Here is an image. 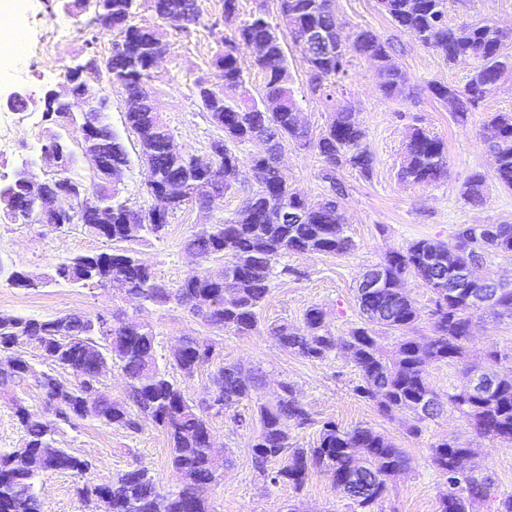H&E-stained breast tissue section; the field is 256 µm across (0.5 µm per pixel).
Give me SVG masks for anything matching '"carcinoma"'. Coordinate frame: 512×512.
<instances>
[{
  "mask_svg": "<svg viewBox=\"0 0 512 512\" xmlns=\"http://www.w3.org/2000/svg\"><path fill=\"white\" fill-rule=\"evenodd\" d=\"M93 10L99 35L118 31L116 42L125 46L102 62L90 51L86 62L91 74L106 78L125 92L124 123L140 144L139 158L144 171L147 195L165 196L171 206L165 214L130 207L117 188L106 186L105 173L94 176L100 193V215L91 221L81 217L80 197L88 191L86 182L72 171L40 180L32 191H23L19 200H0V211L19 222L36 208L40 195L55 191L61 182L69 185L71 200L61 205L58 215L46 221L56 231L71 224H86L103 237L110 247L95 254L78 255L55 268L56 282L100 289L107 296L118 293L135 310L150 305L163 308L171 303L185 307L193 316L217 329L248 336L256 330L257 311L270 292L277 258L293 254L345 255L355 249L345 233L344 217L337 198L344 185L336 170L349 166L370 173L374 158L364 144L365 130L355 118L351 105L333 112L317 140L308 130L292 87L282 43L268 19L266 9L254 8L249 18L224 37V50L216 54L215 65L223 71L224 87L197 83L202 112L209 123L223 132L217 138L222 152L209 164L196 163L199 154L175 150L168 127L155 112L150 84L155 59L161 50L154 30L128 24L136 0H81ZM279 13L297 46L310 29L330 23L336 15L330 0H278ZM172 0H150L155 17L185 33L181 18L171 9ZM392 23L411 33L424 46L448 62L472 61L473 69L463 87L435 84L432 92L448 106L453 120L467 125L472 109L485 98L502 77L512 73V55L503 52L508 33L499 25L482 21L448 25V0H379ZM264 46L253 58V67L264 74L263 93L254 99L243 92L240 99L226 95L225 89L246 82L240 64V47ZM392 45L371 30L358 31L346 53L362 55L377 67L381 91L392 99L406 100L412 88L405 74L391 60ZM315 89H335L347 76L349 58L341 64L303 55ZM46 116L57 127L73 123L72 117L48 103ZM102 133L98 149L106 163L128 166L123 141L105 113L99 114ZM486 126L492 136L488 147L495 159V180L512 190V112H492ZM261 142L264 150L241 158L234 148ZM313 149L323 159L321 179L329 193L312 201L290 188L284 180L279 160L288 143ZM248 163L254 186L232 216L218 224L203 227L186 241L195 267L182 284L173 289L161 281L150 266L137 256L134 244L145 236L166 234L169 218L182 206L195 204L211 209L223 201L237 181L242 163ZM448 175L444 142L414 128L404 145L399 179L411 184H430ZM219 183L214 196L200 191L201 181ZM486 179L475 173L461 187V196L472 205L485 200ZM303 210L300 224H275L270 215L283 210ZM481 224H459L448 241L419 239L389 252L378 264L384 287L372 297L356 295L358 307L372 310L363 322L346 336H337L326 323V313L318 306L306 310L302 325L281 324L271 328L277 344L298 357L323 361L337 350L346 353L358 368L363 385L360 391L376 403L386 416L412 417L408 431L419 432V424L440 414L442 403L427 379L426 366L434 361H459L467 356V344L478 310L468 300L465 288L457 286L454 267L442 266L448 249L457 252L456 262L467 267L483 261L486 253H512V224H498L495 238L482 232ZM213 258L224 260L230 278L216 282L204 264ZM412 276L422 280L432 293L431 335L421 343L410 335L421 321V312L406 293L404 282ZM217 300L220 309L207 314L203 307ZM400 333L390 353L382 351L378 333ZM35 341L49 365L39 370L21 358L16 347L21 338ZM179 356L161 364L157 358V336L153 327L126 314L104 309L96 315L72 311L46 319L0 314V392L12 393L20 387L39 390L54 409V418L12 399L15 416L24 433L21 447L0 455V512H41V490L45 479L55 473L76 471L86 474L91 464L59 446L56 433L76 420H93L119 427L130 434L142 432L145 423L161 428L168 439L174 485L163 490L148 468L136 467L118 472L107 481L82 489L87 503L103 496L112 498V512H213L204 487L213 484L229 459H220L208 444L212 437L208 418L244 400L254 401L251 416L235 415L241 428L259 424L251 444L253 467L276 485L288 482L302 486L310 470L326 473L332 484L341 485L361 512L383 498L387 480L408 467L403 449L368 427L341 430L326 423L314 448H294L289 429L310 421L309 413L294 395L293 386L281 384V394L272 401L257 396L262 375L251 373L239 363H224L210 374L207 398L196 400L189 394V383L202 367L213 364L216 344L193 336L177 340ZM118 366L124 384V399L114 401L103 386L104 371ZM63 370L73 377L65 384L58 375ZM177 372L175 378L171 372ZM477 372L465 369L467 380L448 395L452 404L475 433L512 445V376L499 380L495 391L485 397L467 393L468 377ZM434 402L428 416L419 412L425 401ZM472 452L456 439L444 440L431 448V461L448 479V495L440 501L439 512H475V506L492 495L494 481L489 476L458 471V459Z\"/></svg>",
  "mask_w": 512,
  "mask_h": 512,
  "instance_id": "1",
  "label": "carcinoma"
}]
</instances>
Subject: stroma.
<instances>
[{
    "label": "stroma",
    "instance_id": "stroma-1",
    "mask_svg": "<svg viewBox=\"0 0 512 512\" xmlns=\"http://www.w3.org/2000/svg\"><path fill=\"white\" fill-rule=\"evenodd\" d=\"M223 0H200V22L190 33H179L159 23L147 0H138L129 22L134 26L158 29L168 52L154 71L152 99L157 112L181 150L205 153L221 132L203 116L194 82L224 85L223 73L212 60L223 48L222 40L230 26L219 24ZM336 14L344 35L369 29L394 45V63L408 76L416 94L408 100L390 99L379 89L381 78L367 58L353 57L348 76L333 98L315 92L301 51L287 30L281 29L277 0H267L272 24L280 28L285 56L293 76L296 98L310 138L325 128L337 103L351 101L356 118L366 132L365 143L374 157L373 170L364 175L344 168L337 174L346 187L342 200L346 230L356 243L345 256L291 254L282 263L290 267L287 275H275L270 293L258 311V330L237 336L205 325L184 308L171 304L163 308L145 307L139 314L157 334V357L167 359L177 338L194 336L218 344L221 362H240L259 370L264 379L260 396L273 399L281 383L293 384L297 396L311 414L310 425L289 430L297 448L314 447L323 423L332 421L350 429L364 426L389 438L410 458L407 469L395 475L390 494L378 501L374 512H438L439 502L448 491V480L431 462V448L443 439L455 437L473 448L469 461L475 473L491 475L495 499L483 502L476 512H496L497 496L512 494V446L477 435L452 406H445L436 418L423 422L420 433L406 431V419L389 418L379 412L374 401L362 397L357 388L362 380L354 363L336 352L324 361L312 362L280 348L271 338L272 327L288 323L301 325L305 311L321 307L332 331L347 335L361 322L356 304V288L362 274L379 264L385 255L419 239L448 240L459 224H512V192L498 186L494 161L484 140L485 120L491 112H512V76L503 79L471 112L466 126L455 124L448 108L430 91L431 84L464 86L471 62H446L413 35L397 29L381 11L378 0H335ZM5 27L21 31L27 40L20 54L0 59V92L28 88L34 97L64 83L68 70L85 60L94 25L92 13L69 8L68 0H5ZM489 20L512 32V0H449L448 22ZM70 26L75 36L56 54L42 51L52 30ZM92 94L108 96L112 108L110 121L121 131L130 165L123 171L117 187L129 204L148 209L153 200L143 188V169L136 135L123 121L124 93L121 87L93 79ZM15 148L0 159V176L12 174L22 162L32 164L37 178L53 173L40 160L43 137L50 127L42 109L36 108L15 117ZM420 127L443 139L448 147L447 178L430 185H412L399 180L403 144L410 128ZM324 163L313 150L288 146L281 158V169L292 188L310 200L327 191L321 179ZM475 172L486 177L485 202L466 203L460 188ZM252 184L248 168H241L236 188L228 192L219 208L203 210L197 205L183 206L170 218L164 236L145 237L136 250L139 257L168 287H179L192 268L184 249L186 240L203 225L216 224L240 206ZM105 239L82 224L56 232L35 222H12L0 217V261L38 277L42 285L28 289L0 280V313L34 318H49L70 311L96 313L102 306L112 312H130L120 298L105 300L100 290L76 288L52 281L55 266L70 257L99 252ZM501 351L500 373L512 375V317L485 313L476 316L467 358L461 362H433L427 377L440 395H448L463 381L466 365L478 363L484 351ZM250 414V402L237 412L211 418L210 426L219 451L227 453L232 465L206 491L215 512H354V505L321 472H311L302 487L288 483L267 484L253 468V431L238 428L235 413ZM62 447L92 464L89 475L74 472L50 476L42 492L43 512H89L79 495L86 481L96 483L112 474L143 465L150 469L161 487L173 485L168 442L163 431L146 425L136 435L92 420H79L64 426L57 436Z\"/></svg>",
    "mask_w": 512,
    "mask_h": 512
}]
</instances>
